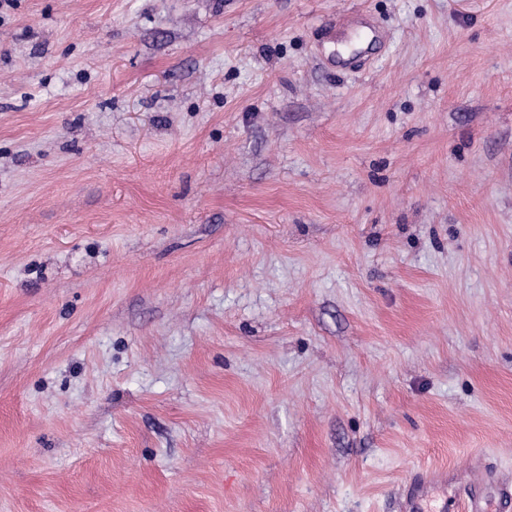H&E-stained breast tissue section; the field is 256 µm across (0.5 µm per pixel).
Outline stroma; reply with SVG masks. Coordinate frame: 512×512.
Returning <instances> with one entry per match:
<instances>
[{
	"label": "stroma",
	"instance_id": "1",
	"mask_svg": "<svg viewBox=\"0 0 512 512\" xmlns=\"http://www.w3.org/2000/svg\"><path fill=\"white\" fill-rule=\"evenodd\" d=\"M512 473V0L0 12V512H399ZM449 468H435L411 473L401 501V512H423L422 502L438 487L448 482Z\"/></svg>",
	"mask_w": 512,
	"mask_h": 512
}]
</instances>
